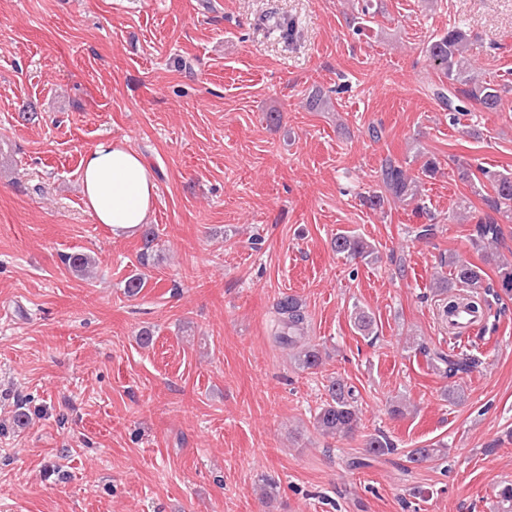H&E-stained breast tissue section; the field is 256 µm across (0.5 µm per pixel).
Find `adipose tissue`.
<instances>
[{
	"label": "adipose tissue",
	"instance_id": "obj_1",
	"mask_svg": "<svg viewBox=\"0 0 512 512\" xmlns=\"http://www.w3.org/2000/svg\"><path fill=\"white\" fill-rule=\"evenodd\" d=\"M84 204L113 235L133 234L149 223L157 184L141 153L120 140H105L81 160Z\"/></svg>",
	"mask_w": 512,
	"mask_h": 512
}]
</instances>
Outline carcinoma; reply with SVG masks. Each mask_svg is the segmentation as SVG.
<instances>
[{
    "instance_id": "obj_1",
    "label": "carcinoma",
    "mask_w": 512,
    "mask_h": 512,
    "mask_svg": "<svg viewBox=\"0 0 512 512\" xmlns=\"http://www.w3.org/2000/svg\"><path fill=\"white\" fill-rule=\"evenodd\" d=\"M270 33L276 38L290 42L296 37L295 25L292 21L281 18L269 27ZM466 41L464 33L456 28H450L440 36L432 38L425 47V53L431 62L440 68L449 80L448 90L436 92L438 99L450 112H465L467 104L477 103L488 112L498 111L503 103V97L512 92L508 83L494 84L487 81L476 82L468 74L460 58L461 50ZM461 88L454 89L455 85ZM486 183L477 184V191L491 189L488 197L490 207L502 216L512 219V175L483 172ZM383 183L393 198L399 201L417 200V180L406 174L403 167L389 161L382 169ZM501 229L497 222L489 218L475 224L471 244L479 250H488L500 236ZM332 248L338 255L346 258H371L375 254L373 245L366 239L347 234H338L332 239ZM448 266L453 269L452 280L441 279L437 283L440 291L448 294L446 312L456 310L457 303L462 302L467 308L480 316L484 307L490 306L488 297L495 299L500 293L493 288H482V275L476 268L463 262L453 255L448 256ZM461 284L471 289V295L460 299L452 293L454 285ZM307 315L300 299L294 295H284L275 305V341L290 350L295 351L298 366L304 370H315L322 362V354L316 346L304 343L307 330ZM354 325L364 336H369L375 330V318L372 313L362 307H355ZM445 365V374L456 377L470 371L474 362L463 358L439 357ZM328 400L314 416V424L320 434L333 438H344L353 434L359 424V408L353 388L345 379L333 377L326 385ZM366 452L380 457L391 455L397 448L382 435H371L366 440ZM445 454V445L414 448L408 453L409 462L421 465L436 461ZM496 512H512V483L506 482L500 486L496 494Z\"/></svg>"
}]
</instances>
